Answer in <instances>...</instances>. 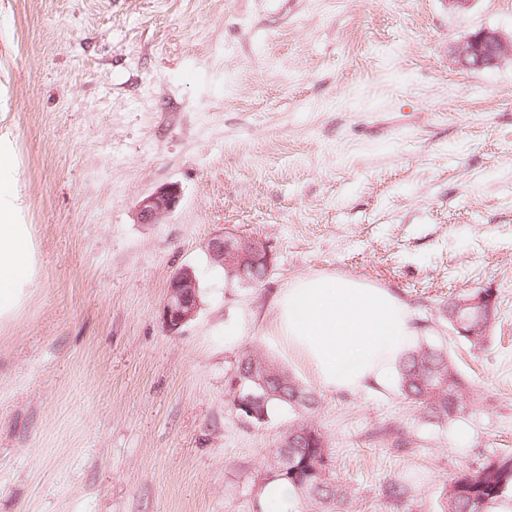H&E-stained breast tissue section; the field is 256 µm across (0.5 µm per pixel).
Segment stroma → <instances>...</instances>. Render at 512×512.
I'll list each match as a JSON object with an SVG mask.
<instances>
[{"label": "stroma", "mask_w": 512, "mask_h": 512, "mask_svg": "<svg viewBox=\"0 0 512 512\" xmlns=\"http://www.w3.org/2000/svg\"><path fill=\"white\" fill-rule=\"evenodd\" d=\"M483 28L512 38V0H0V154L34 263L0 309V512H261L301 415H238L246 350L314 391L346 512H394V480L441 512L453 476L512 456V59L455 54ZM168 183L176 210L138 223ZM224 230L266 241L261 283L214 266ZM185 264L201 308L172 334ZM312 273L406 303L470 386L461 418L326 391L266 336ZM485 289L497 315L474 350L443 310ZM181 200V188L176 183L165 184L144 195L136 204L141 224H158L173 213ZM199 282L193 267H181L170 279L162 308V323L170 333L179 332L200 309Z\"/></svg>", "instance_id": "1"}]
</instances>
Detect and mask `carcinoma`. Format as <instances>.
Here are the masks:
<instances>
[{"label": "carcinoma", "mask_w": 512, "mask_h": 512, "mask_svg": "<svg viewBox=\"0 0 512 512\" xmlns=\"http://www.w3.org/2000/svg\"><path fill=\"white\" fill-rule=\"evenodd\" d=\"M234 376L253 385L258 380L266 385L262 390L265 400L255 408L252 421L263 422L280 407L309 412L315 407L311 390L254 351L242 353ZM398 377L402 393L439 425L457 421L470 397L468 385L447 352L430 345L414 347L399 364ZM271 454L276 462L271 477L287 482L307 502L332 510L347 498L346 489L331 479L330 446L314 423L302 419L289 425ZM382 494L410 512L405 484L391 482ZM506 500H512V458L489 459L453 478L445 495L444 512H492Z\"/></svg>", "instance_id": "1"}]
</instances>
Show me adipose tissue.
Segmentation results:
<instances>
[{
	"label": "adipose tissue",
	"mask_w": 512,
	"mask_h": 512,
	"mask_svg": "<svg viewBox=\"0 0 512 512\" xmlns=\"http://www.w3.org/2000/svg\"><path fill=\"white\" fill-rule=\"evenodd\" d=\"M10 167L0 162V303L29 283L24 225L15 223ZM266 333L327 391H389L416 343L409 308L388 289L339 274L291 281L278 294Z\"/></svg>",
	"instance_id": "ef3b65f1"
}]
</instances>
